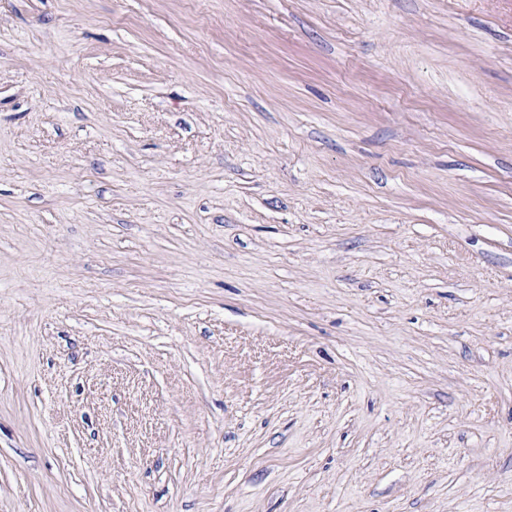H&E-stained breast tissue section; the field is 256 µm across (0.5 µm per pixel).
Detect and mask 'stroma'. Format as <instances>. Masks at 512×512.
<instances>
[{
    "instance_id": "obj_1",
    "label": "stroma",
    "mask_w": 512,
    "mask_h": 512,
    "mask_svg": "<svg viewBox=\"0 0 512 512\" xmlns=\"http://www.w3.org/2000/svg\"><path fill=\"white\" fill-rule=\"evenodd\" d=\"M0 512H512V0H0Z\"/></svg>"
}]
</instances>
